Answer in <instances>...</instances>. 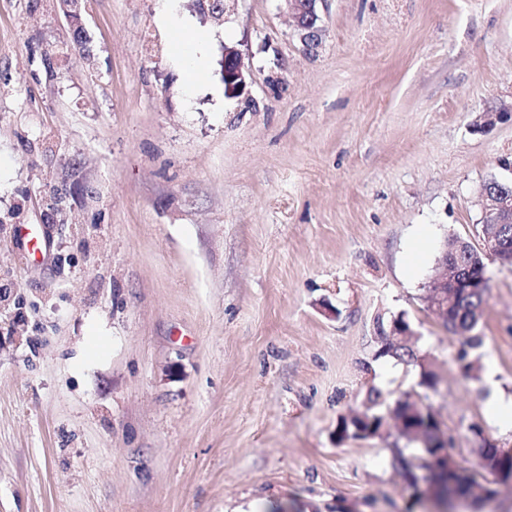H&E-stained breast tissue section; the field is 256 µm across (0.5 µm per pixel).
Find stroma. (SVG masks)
<instances>
[{
	"instance_id": "stroma-1",
	"label": "stroma",
	"mask_w": 512,
	"mask_h": 512,
	"mask_svg": "<svg viewBox=\"0 0 512 512\" xmlns=\"http://www.w3.org/2000/svg\"><path fill=\"white\" fill-rule=\"evenodd\" d=\"M224 4L173 0L210 38L190 85L160 0H83L89 61L59 0H0V512H433L395 428L336 438L373 386L428 401L465 470L512 449V267L477 378L425 300L512 182V124L472 126L512 101V0H321L312 52L283 0ZM400 317L434 390L379 353ZM250 78L251 72L245 67L242 56L237 48L225 46L222 65L224 95L227 98L239 97L245 90ZM496 181L490 180L482 184L478 204L481 212V223L501 227L505 224L512 226V186L493 188Z\"/></svg>"
}]
</instances>
